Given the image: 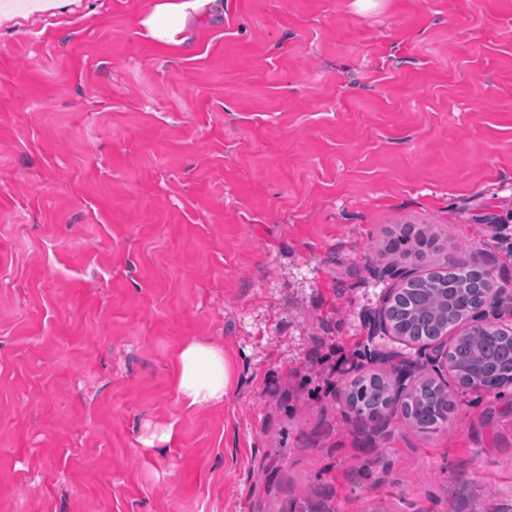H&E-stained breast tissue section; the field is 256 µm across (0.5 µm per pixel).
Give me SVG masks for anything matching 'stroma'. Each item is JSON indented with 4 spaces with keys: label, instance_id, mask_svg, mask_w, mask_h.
<instances>
[{
    "label": "stroma",
    "instance_id": "35a3bbf8",
    "mask_svg": "<svg viewBox=\"0 0 512 512\" xmlns=\"http://www.w3.org/2000/svg\"><path fill=\"white\" fill-rule=\"evenodd\" d=\"M0 11V512H512V388L370 325L512 225V0ZM233 390L187 406L178 350ZM418 361L448 421L361 448L344 388ZM355 362L330 381L319 359ZM217 0H182L179 3H158L142 24L150 33L165 41H175V35L183 31L192 21L194 14L203 6L218 7ZM175 385L188 406L223 403L233 387L231 364L224 351L192 341L177 354Z\"/></svg>",
    "mask_w": 512,
    "mask_h": 512
}]
</instances>
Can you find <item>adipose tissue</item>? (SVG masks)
Returning <instances> with one entry per match:
<instances>
[{
  "instance_id": "adipose-tissue-1",
  "label": "adipose tissue",
  "mask_w": 512,
  "mask_h": 512,
  "mask_svg": "<svg viewBox=\"0 0 512 512\" xmlns=\"http://www.w3.org/2000/svg\"><path fill=\"white\" fill-rule=\"evenodd\" d=\"M216 3L217 0H159L143 24L154 37L171 41L201 7ZM175 385L188 405L220 404L232 390V368L222 350L193 341L177 354Z\"/></svg>"
}]
</instances>
